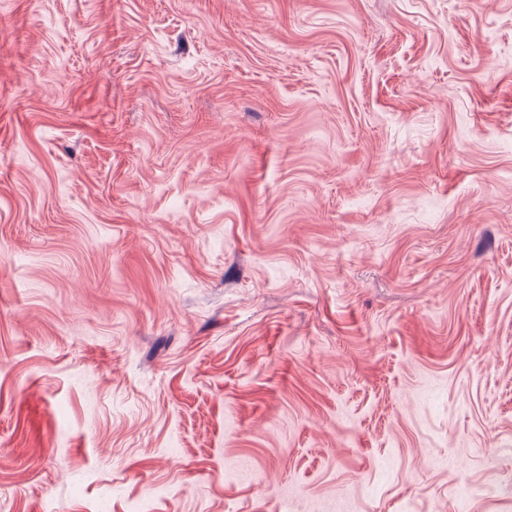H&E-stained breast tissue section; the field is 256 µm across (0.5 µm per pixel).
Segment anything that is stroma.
Segmentation results:
<instances>
[{"mask_svg":"<svg viewBox=\"0 0 512 512\" xmlns=\"http://www.w3.org/2000/svg\"><path fill=\"white\" fill-rule=\"evenodd\" d=\"M512 512V0H0V512Z\"/></svg>","mask_w":512,"mask_h":512,"instance_id":"35a3bbf8","label":"stroma"}]
</instances>
